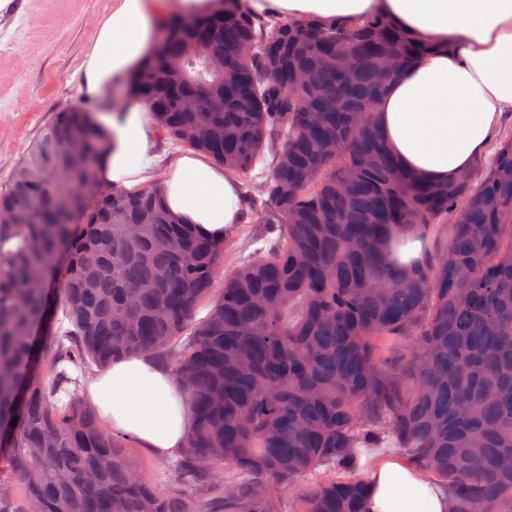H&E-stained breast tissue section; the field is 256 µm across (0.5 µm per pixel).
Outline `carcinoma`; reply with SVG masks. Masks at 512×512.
Masks as SVG:
<instances>
[{
    "label": "carcinoma",
    "mask_w": 512,
    "mask_h": 512,
    "mask_svg": "<svg viewBox=\"0 0 512 512\" xmlns=\"http://www.w3.org/2000/svg\"><path fill=\"white\" fill-rule=\"evenodd\" d=\"M216 2L213 30L165 18L122 98L241 179L264 164L261 198L246 195L277 235L224 272L227 240L176 220L157 184L100 183L90 110L57 114L0 190V459L18 512H282L242 479L285 492L322 467L342 477L292 512H365L361 452L392 440L448 484L453 512H512V133L493 165L421 182L375 118L420 41L380 16L279 21ZM437 227L435 260L401 261ZM130 354L181 382L176 470L185 487L206 476L208 495L157 488L79 397L90 369Z\"/></svg>",
    "instance_id": "obj_1"
}]
</instances>
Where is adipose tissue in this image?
<instances>
[{
  "label": "adipose tissue",
  "instance_id": "1",
  "mask_svg": "<svg viewBox=\"0 0 512 512\" xmlns=\"http://www.w3.org/2000/svg\"><path fill=\"white\" fill-rule=\"evenodd\" d=\"M257 15L356 21L378 15L430 44L389 82L377 126L396 161L420 180L446 184L469 170L512 114V0H245ZM163 13L156 0H113L82 63V97L100 99L146 60ZM108 143L103 184L135 192L160 178L167 208L206 235L224 238L240 220L233 175L208 159L160 155L142 104L95 115ZM84 396L113 431L165 459L185 446L188 400L171 372L147 355H130L95 372ZM367 512H452L447 486L410 459L374 460L366 473Z\"/></svg>",
  "mask_w": 512,
  "mask_h": 512
}]
</instances>
